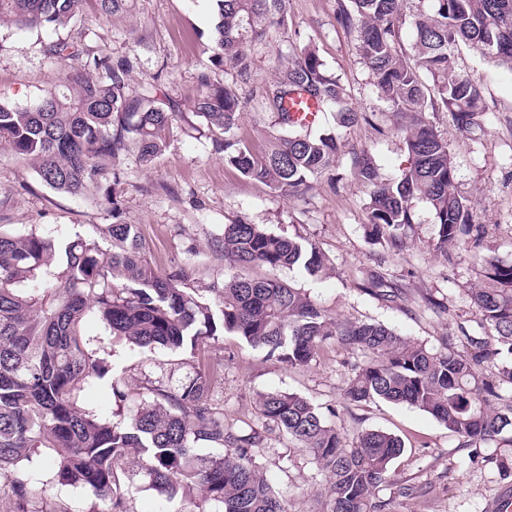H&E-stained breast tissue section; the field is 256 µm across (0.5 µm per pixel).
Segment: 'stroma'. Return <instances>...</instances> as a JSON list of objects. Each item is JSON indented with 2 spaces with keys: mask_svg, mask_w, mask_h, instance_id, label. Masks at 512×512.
Returning <instances> with one entry per match:
<instances>
[{
  "mask_svg": "<svg viewBox=\"0 0 512 512\" xmlns=\"http://www.w3.org/2000/svg\"><path fill=\"white\" fill-rule=\"evenodd\" d=\"M337 10L338 0H288L286 26L270 31L265 46L251 53L253 84L258 87L274 81L294 51L315 49L362 115L347 129L337 125L335 113H322L318 129L335 134L342 146L334 167L313 179L300 198L277 196L225 164L212 150L204 120L194 114L199 77L213 47L210 0H137L127 18L108 21L90 11L60 34L81 38L98 53L135 54L134 85L162 83L184 115L153 168L125 162L123 218L138 225L158 269L186 267L192 285L201 290L222 281L224 258L211 250L210 242L225 224L242 218L276 234L304 238L331 261L330 270L319 277L261 266L246 268V275L291 283L336 317L375 320L434 346L455 332L458 323L474 319L467 290L480 284V267L463 248H451L444 256L433 251L437 226L431 207L422 201L414 206L405 248L395 251L368 239L369 189L353 175V155L367 152L382 173L395 176L407 166L408 154L356 52L355 33L338 23ZM47 40L40 30L0 26L1 100L20 106L37 103L60 70L59 61L45 51ZM454 54L459 66L483 86L486 120L467 135L459 133L448 113H434L432 120L448 142L457 190L473 223L486 226L493 255L512 263V70L483 61L463 45ZM277 132L272 108L256 103L247 106L236 129L237 137L257 153L267 149ZM111 221V214L92 200L54 191L29 164L0 149V228L23 231L36 226L86 236ZM374 275L394 284L398 300L388 302L367 291ZM434 300L439 303L435 309L430 306ZM91 332L100 338L97 352L107 362L110 377L84 393V408L111 415L113 377L125 383L136 401L151 381L161 378L175 385L194 367L210 369L212 400L223 409L225 422L265 431L256 462L291 512H315L326 477L286 435L266 432L256 397L269 390L296 392L319 408H335L336 427L347 441H355L365 428L403 440L404 450L391 464L393 483L378 493L389 501L388 512H497L499 500L512 496V475H503L494 462L495 444L484 445L486 461L475 464L456 436L418 409L385 402L344 407L341 393L351 364L364 359L361 352L331 343L308 366L291 369L263 358L231 333L206 343L193 359L112 340L97 324ZM124 481L128 512H156L160 498L148 485L143 461L128 460ZM403 487L412 488V495H400Z\"/></svg>",
  "mask_w": 512,
  "mask_h": 512,
  "instance_id": "1",
  "label": "stroma"
}]
</instances>
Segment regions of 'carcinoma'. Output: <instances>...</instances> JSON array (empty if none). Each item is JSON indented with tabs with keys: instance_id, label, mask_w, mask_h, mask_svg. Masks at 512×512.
<instances>
[{
	"instance_id": "obj_1",
	"label": "carcinoma",
	"mask_w": 512,
	"mask_h": 512,
	"mask_svg": "<svg viewBox=\"0 0 512 512\" xmlns=\"http://www.w3.org/2000/svg\"><path fill=\"white\" fill-rule=\"evenodd\" d=\"M129 0H0V24L65 28L87 6L114 17ZM215 4L211 68L232 83L252 81L247 47L265 42L285 26L286 0H212ZM413 15L412 55L400 48L403 0H339L338 20L356 32V49L371 72L378 96L404 134L409 167L380 176L367 152L355 154L353 171L369 188L367 236L401 249L413 223V203L427 202L437 225L435 249L448 256L459 244L477 259L482 284L469 289L476 325L460 323L439 346L402 336L379 322L341 320L301 288L266 278L224 276L209 286L215 298L198 296L183 267L162 272L148 254L135 224L123 220L126 178L122 159L135 153L150 167L168 147L183 113L159 85L135 88L128 56L113 59L69 38L46 46L62 63L39 102L29 107L0 103V146L31 160L51 189L95 200L112 214L96 237L58 231H0V491L16 512H68L47 499L51 484L81 485L107 503L106 512H128L120 474L125 460H146L149 486L168 503L197 488L196 512H289L255 462L260 433L224 423L211 401L206 371L171 386L158 380L128 420L114 421L79 404L80 393L109 369L92 348L84 325L94 313L114 339L141 349L181 350L194 357L207 340L233 333L251 348L290 368L308 365L334 340L368 356L351 365L345 406L384 401L416 408L479 450L501 442L496 462L512 474V263L487 252L481 224L469 223L448 142L429 119L447 112L457 129L481 126L486 108L481 86L452 55L464 43L482 59L512 70V0H419ZM196 115L206 122L224 163L271 192L298 196L310 178L335 161L332 136L290 123L282 103L303 91L322 112L337 110L343 127L359 119L345 105V89L315 50L292 57L280 77L243 101L233 87L199 78ZM258 97L272 99L281 132L258 154L234 138L242 109ZM212 251L230 268H297L316 277L330 260L313 243L274 234L243 219L224 225ZM264 422L286 433L326 473L319 493L322 512H386L376 493L388 483L402 440L383 430L361 431L346 444L336 428V409L322 412L307 398L270 390L258 395ZM206 443L212 451L199 453Z\"/></svg>"
}]
</instances>
